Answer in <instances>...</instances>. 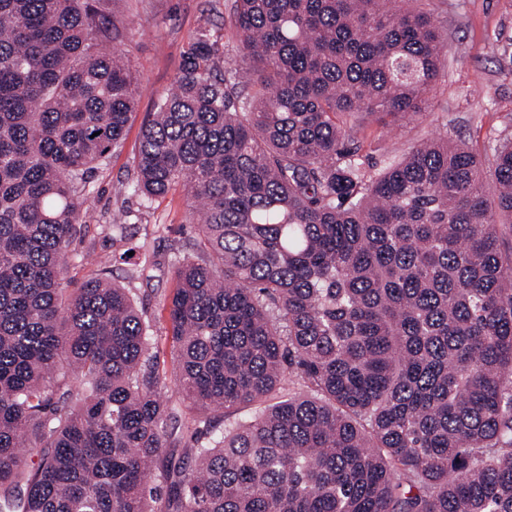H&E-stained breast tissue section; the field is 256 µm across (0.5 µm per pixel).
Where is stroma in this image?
Segmentation results:
<instances>
[{
  "label": "stroma",
  "mask_w": 512,
  "mask_h": 512,
  "mask_svg": "<svg viewBox=\"0 0 512 512\" xmlns=\"http://www.w3.org/2000/svg\"><path fill=\"white\" fill-rule=\"evenodd\" d=\"M233 0H114L118 41L128 50L140 84L138 107L130 116L121 145L106 166L88 176L87 198L76 246L86 260H70L64 284L80 288L98 265L129 285L150 333L161 350L171 345L164 305L175 287L173 266L197 237L188 218L183 188L144 204L115 195L116 186L135 177L133 158L144 122L156 102L173 88L189 43L207 27L217 42L219 63L232 70L236 57L229 38ZM406 9L429 13L446 44L442 75L420 114L395 124L361 117L359 157L381 169L404 157L420 142L445 137L465 141L488 158L499 138L512 134V0H406ZM126 225L132 241H122L116 225ZM160 264L151 282L128 280L145 257Z\"/></svg>",
  "instance_id": "stroma-1"
}]
</instances>
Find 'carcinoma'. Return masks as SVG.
<instances>
[{
	"mask_svg": "<svg viewBox=\"0 0 512 512\" xmlns=\"http://www.w3.org/2000/svg\"><path fill=\"white\" fill-rule=\"evenodd\" d=\"M94 2L0 0V512H512V139L375 172L350 124L421 111L430 16L234 0L246 85L195 34L120 191L200 208L173 401L130 289L64 288L86 179L139 100Z\"/></svg>",
	"mask_w": 512,
	"mask_h": 512,
	"instance_id": "1",
	"label": "carcinoma"
}]
</instances>
